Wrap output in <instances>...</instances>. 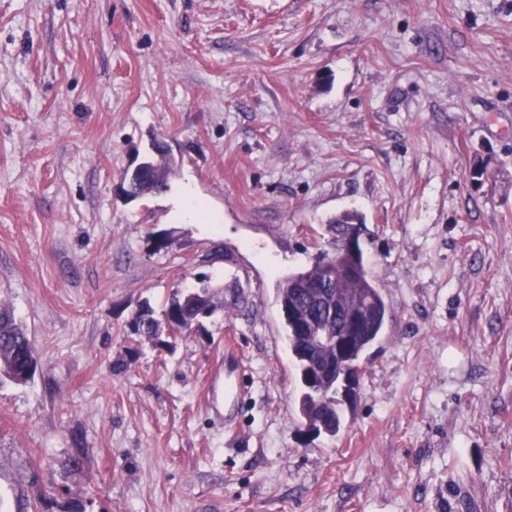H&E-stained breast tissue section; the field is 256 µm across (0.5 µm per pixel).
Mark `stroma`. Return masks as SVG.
<instances>
[{"label":"stroma","instance_id":"35a3bbf8","mask_svg":"<svg viewBox=\"0 0 512 512\" xmlns=\"http://www.w3.org/2000/svg\"><path fill=\"white\" fill-rule=\"evenodd\" d=\"M342 211L391 314L312 439L278 287ZM202 274L200 331L129 333ZM1 304L0 512H512V0H0ZM154 161L152 159L148 164V171L140 177L136 176L135 173L140 170L143 162L130 173V177L135 175L130 180L127 188V193L132 199L149 193L161 192L169 188L170 165L168 163H158L154 166ZM154 310L149 301L143 300L137 304L134 309V317L131 322V328L138 336L143 337L151 343H163L161 337L155 338L160 329L161 321L153 316ZM0 359L12 369L37 362L29 337L7 306H0Z\"/></svg>","mask_w":512,"mask_h":512}]
</instances>
